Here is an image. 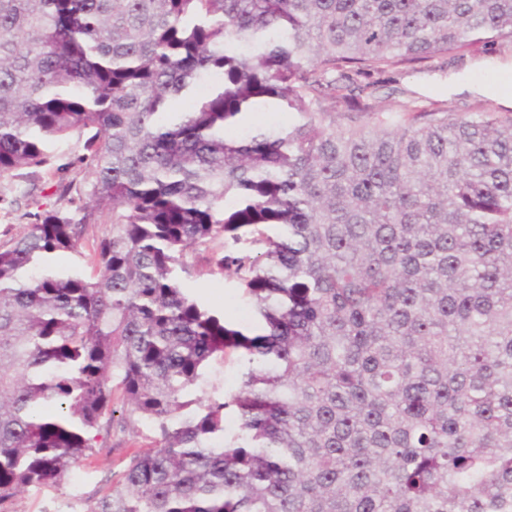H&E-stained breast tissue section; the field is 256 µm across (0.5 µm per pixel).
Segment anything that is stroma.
Masks as SVG:
<instances>
[{
    "label": "stroma",
    "mask_w": 512,
    "mask_h": 512,
    "mask_svg": "<svg viewBox=\"0 0 512 512\" xmlns=\"http://www.w3.org/2000/svg\"><path fill=\"white\" fill-rule=\"evenodd\" d=\"M377 80L380 88L372 104L378 112L397 111L404 100L427 108L444 104L458 112L512 111V51L481 42L473 44L464 59L448 57L433 68L418 65L400 73L378 75ZM84 154L83 141L75 136L52 148L53 163L61 167L63 178L71 185L70 196L79 204L87 202L91 181ZM16 185L31 189V196L17 199L12 191ZM56 200L54 187L41 179L32 180L23 170L10 184L0 183V241L22 233L33 213L54 207ZM184 283L205 306L223 312L234 328L247 334L255 328L251 307L235 280L195 272L185 277ZM154 441L151 424L141 423L137 435L128 436L124 450L75 466L62 488L24 492L17 501V512H57L65 500L72 503L75 512H82L84 499L103 484L123 451L147 447Z\"/></svg>",
    "instance_id": "stroma-1"
}]
</instances>
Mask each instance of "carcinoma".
I'll use <instances>...</instances> for the list:
<instances>
[{
  "mask_svg": "<svg viewBox=\"0 0 512 512\" xmlns=\"http://www.w3.org/2000/svg\"><path fill=\"white\" fill-rule=\"evenodd\" d=\"M475 42L512 0H0V179L75 133L93 176L0 243V512L143 420L86 512H512V112L358 118L359 78ZM183 279L185 287L205 306L220 312L224 310V318L228 323L244 333L252 334L256 320L251 306L247 305V298L235 280H224L197 272L188 277L184 275ZM244 312L246 316H243ZM242 369L240 354L227 350L224 353V359L217 357L211 361L208 367L206 375L208 390L216 387L217 390L224 391V397L227 399L237 390Z\"/></svg>",
  "mask_w": 512,
  "mask_h": 512,
  "instance_id": "carcinoma-1",
  "label": "carcinoma"
}]
</instances>
